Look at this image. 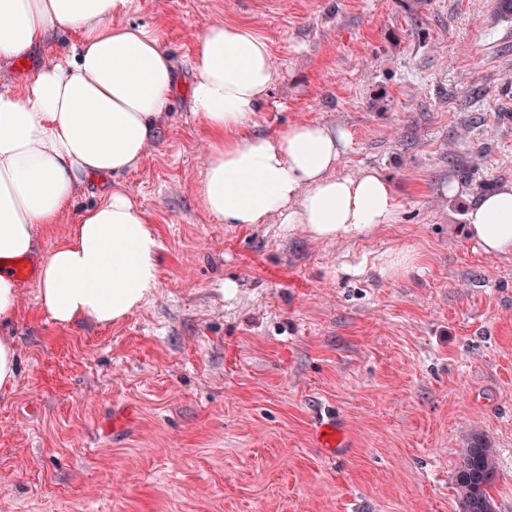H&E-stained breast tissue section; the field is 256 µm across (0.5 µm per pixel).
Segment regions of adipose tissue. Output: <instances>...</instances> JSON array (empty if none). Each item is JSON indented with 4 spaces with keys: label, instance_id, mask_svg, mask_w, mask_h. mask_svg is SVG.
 <instances>
[{
    "label": "adipose tissue",
    "instance_id": "obj_1",
    "mask_svg": "<svg viewBox=\"0 0 512 512\" xmlns=\"http://www.w3.org/2000/svg\"><path fill=\"white\" fill-rule=\"evenodd\" d=\"M132 0H0V61L21 60L68 29L79 44L0 90V390L17 383L19 353L5 330L20 289L12 264L39 232L70 212L96 178L137 167L154 144L176 90L175 65L156 30L125 22ZM276 78L267 41L251 27L211 23L196 41L190 96L210 134L198 193L228 224L270 221L317 241L394 223L399 203L380 172L341 176L344 133L299 122L245 138L254 105ZM468 237L512 256V184L467 213ZM159 243L146 213L116 187L81 212L44 255L37 281L44 313L62 326H109L138 311L158 284Z\"/></svg>",
    "mask_w": 512,
    "mask_h": 512
}]
</instances>
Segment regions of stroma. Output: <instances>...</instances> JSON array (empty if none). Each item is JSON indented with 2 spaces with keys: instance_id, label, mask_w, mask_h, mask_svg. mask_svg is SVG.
<instances>
[{
  "instance_id": "1",
  "label": "stroma",
  "mask_w": 512,
  "mask_h": 512,
  "mask_svg": "<svg viewBox=\"0 0 512 512\" xmlns=\"http://www.w3.org/2000/svg\"><path fill=\"white\" fill-rule=\"evenodd\" d=\"M126 20L159 32L180 85L137 168L75 207L128 191L160 243L158 288L121 323L64 327L20 281L0 512H458L476 430L496 512H512V259L465 229L512 183V15L498 0H134ZM214 22L272 49L247 134L344 131L338 173L380 171L395 223L322 242L202 209L209 133L187 84ZM74 42L59 31L0 62V89ZM399 251L411 270L382 275ZM324 413L346 433L333 457L314 439Z\"/></svg>"
}]
</instances>
